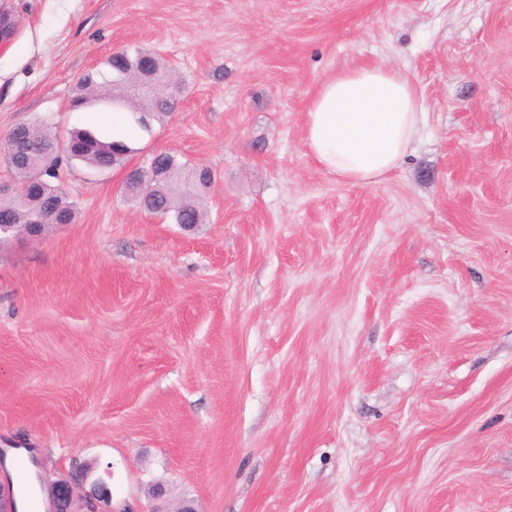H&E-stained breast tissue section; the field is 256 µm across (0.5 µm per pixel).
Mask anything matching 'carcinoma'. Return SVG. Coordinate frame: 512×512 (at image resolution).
I'll list each match as a JSON object with an SVG mask.
<instances>
[{"instance_id": "1", "label": "carcinoma", "mask_w": 512, "mask_h": 512, "mask_svg": "<svg viewBox=\"0 0 512 512\" xmlns=\"http://www.w3.org/2000/svg\"><path fill=\"white\" fill-rule=\"evenodd\" d=\"M147 72L159 86L162 97L140 100L124 104L122 108L138 114L137 121L144 129H149L150 118L167 117L174 110V102L180 99L184 84L172 69L159 56H151L149 50H137L134 54L120 51V55L110 56L99 68L92 69L81 76L77 82L74 100L79 107L95 104H112L115 92L136 73ZM34 140L46 153L43 157L39 175L42 176V191L52 204V212L74 218V208L66 201L58 180L63 163L78 160L93 169H112L126 166L132 149L123 140H102L89 129H76L68 132V141L74 144L73 150L64 154L54 151L59 134L52 125L42 121L32 126ZM160 162L181 175L186 186L174 189L167 187L148 203L147 212L169 218L175 224H202L205 213L199 204L196 190L205 186L199 173L189 168L171 153L160 155Z\"/></svg>"}]
</instances>
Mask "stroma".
<instances>
[{
    "mask_svg": "<svg viewBox=\"0 0 512 512\" xmlns=\"http://www.w3.org/2000/svg\"><path fill=\"white\" fill-rule=\"evenodd\" d=\"M0 138L123 130L211 169L205 223L74 163L73 223L0 246V473L90 470L109 512H512V0H12ZM150 49L172 115L70 108ZM407 71L403 167L337 182L304 146L317 85Z\"/></svg>",
    "mask_w": 512,
    "mask_h": 512,
    "instance_id": "stroma-1",
    "label": "stroma"
}]
</instances>
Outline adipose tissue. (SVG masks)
<instances>
[{"label":"adipose tissue","mask_w":512,"mask_h":512,"mask_svg":"<svg viewBox=\"0 0 512 512\" xmlns=\"http://www.w3.org/2000/svg\"><path fill=\"white\" fill-rule=\"evenodd\" d=\"M425 120V101L407 73L360 65L319 84L305 112V145L337 180L377 184L400 167Z\"/></svg>","instance_id":"adipose-tissue-1"}]
</instances>
